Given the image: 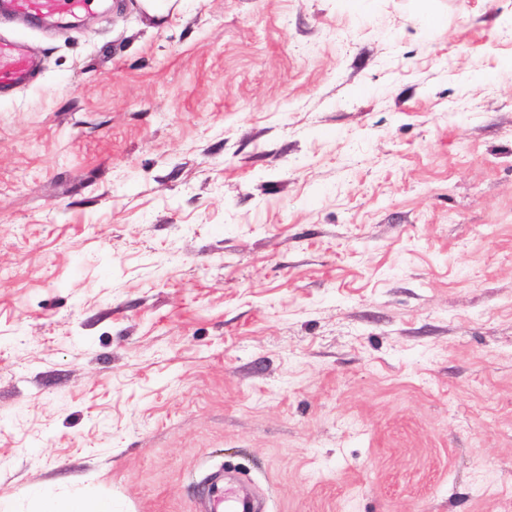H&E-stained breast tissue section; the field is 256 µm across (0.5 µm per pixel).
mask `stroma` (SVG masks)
I'll use <instances>...</instances> for the list:
<instances>
[{"label":"stroma","instance_id":"1","mask_svg":"<svg viewBox=\"0 0 512 512\" xmlns=\"http://www.w3.org/2000/svg\"><path fill=\"white\" fill-rule=\"evenodd\" d=\"M0 32V512H512V0ZM37 63L25 46L10 37H0V96L27 86L35 77ZM210 504L209 512H260L239 490L216 476L203 488L202 494ZM36 497L42 503L39 512H112L109 505L90 501H72L67 506L61 505L45 491L36 492Z\"/></svg>","mask_w":512,"mask_h":512}]
</instances>
